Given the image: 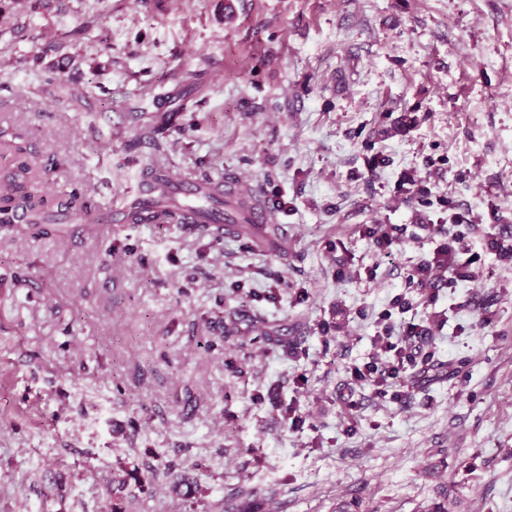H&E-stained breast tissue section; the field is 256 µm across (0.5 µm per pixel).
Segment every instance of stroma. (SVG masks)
Instances as JSON below:
<instances>
[{
    "label": "stroma",
    "mask_w": 512,
    "mask_h": 512,
    "mask_svg": "<svg viewBox=\"0 0 512 512\" xmlns=\"http://www.w3.org/2000/svg\"><path fill=\"white\" fill-rule=\"evenodd\" d=\"M1 130L107 216L153 168L292 208L261 253L181 224L0 230V512H108L117 479L127 512L244 488L257 512H512V265L441 291L440 369L405 400L348 372L440 241L404 174L512 242V0H0ZM379 224L408 227L395 259ZM404 232V228H400L396 224H387L385 230L380 234L369 230L367 234L372 239V245L375 251L383 257H395L397 247L400 244V235Z\"/></svg>",
    "instance_id": "obj_1"
}]
</instances>
